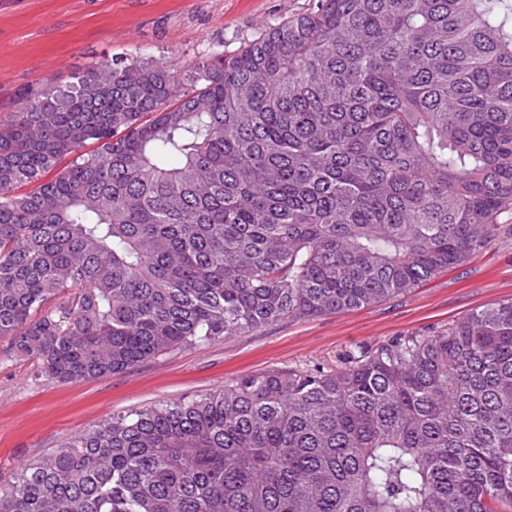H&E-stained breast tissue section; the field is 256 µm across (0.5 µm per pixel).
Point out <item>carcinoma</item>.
I'll return each mask as SVG.
<instances>
[{
    "label": "carcinoma",
    "instance_id": "cac0c4a2",
    "mask_svg": "<svg viewBox=\"0 0 512 512\" xmlns=\"http://www.w3.org/2000/svg\"><path fill=\"white\" fill-rule=\"evenodd\" d=\"M509 215L512 0H317L233 55L23 97L0 337L58 381L122 373L395 299ZM0 512H512V299L114 415L23 465Z\"/></svg>",
    "mask_w": 512,
    "mask_h": 512
}]
</instances>
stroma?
<instances>
[{"mask_svg":"<svg viewBox=\"0 0 512 512\" xmlns=\"http://www.w3.org/2000/svg\"><path fill=\"white\" fill-rule=\"evenodd\" d=\"M315 0H0V120L23 95L62 88L105 59L184 66L231 54ZM512 298V223L464 265L407 294L337 315L203 341L120 374L61 382L0 337V485L107 417L205 395L267 370L333 368L350 351L445 328Z\"/></svg>","mask_w":512,"mask_h":512,"instance_id":"35a3bbf8","label":"stroma"}]
</instances>
